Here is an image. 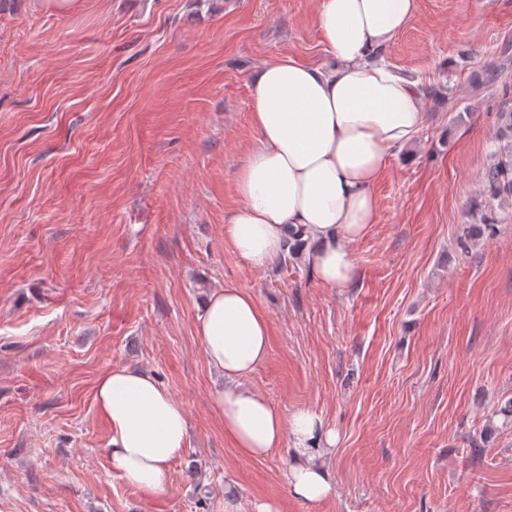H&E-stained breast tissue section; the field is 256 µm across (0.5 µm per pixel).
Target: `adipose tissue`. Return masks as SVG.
Masks as SVG:
<instances>
[{"mask_svg": "<svg viewBox=\"0 0 512 512\" xmlns=\"http://www.w3.org/2000/svg\"><path fill=\"white\" fill-rule=\"evenodd\" d=\"M418 6L419 0H318L328 61L281 57L255 75L256 144L237 174L241 203L224 227L252 266H271L295 249L322 285L353 283L351 245L376 221L373 187L424 123L420 84L384 60ZM196 332L209 366L224 379L213 400L225 435L250 458L290 444L287 479L295 496L310 503L327 497L334 482L320 457L334 446V432L307 410L283 418L243 384L269 351V322L254 297L234 285L211 290ZM94 402L109 427L113 472L147 495L164 493L169 465L188 443L184 407L151 373L130 366L100 375Z\"/></svg>", "mask_w": 512, "mask_h": 512, "instance_id": "1", "label": "adipose tissue"}]
</instances>
